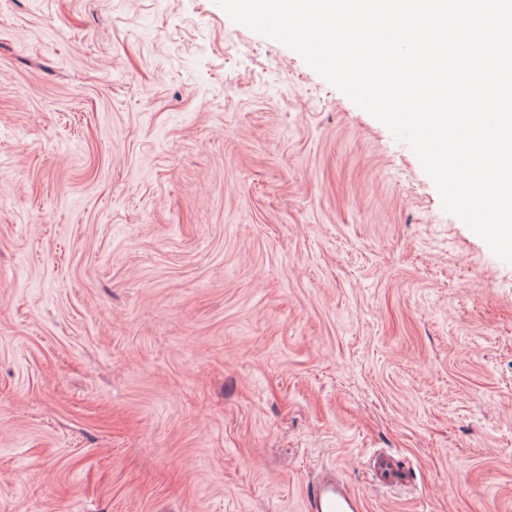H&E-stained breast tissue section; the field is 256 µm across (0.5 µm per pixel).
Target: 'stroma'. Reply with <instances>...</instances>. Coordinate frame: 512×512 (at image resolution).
Returning <instances> with one entry per match:
<instances>
[{"label":"stroma","mask_w":512,"mask_h":512,"mask_svg":"<svg viewBox=\"0 0 512 512\" xmlns=\"http://www.w3.org/2000/svg\"><path fill=\"white\" fill-rule=\"evenodd\" d=\"M512 512V264L217 0H0V512ZM309 512H362L361 499L338 474L313 481L308 487Z\"/></svg>","instance_id":"obj_1"}]
</instances>
